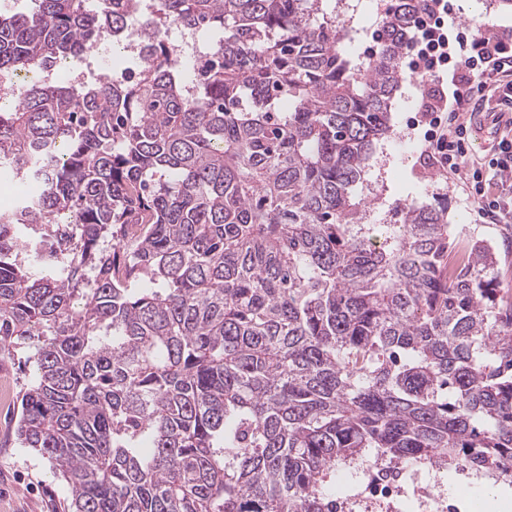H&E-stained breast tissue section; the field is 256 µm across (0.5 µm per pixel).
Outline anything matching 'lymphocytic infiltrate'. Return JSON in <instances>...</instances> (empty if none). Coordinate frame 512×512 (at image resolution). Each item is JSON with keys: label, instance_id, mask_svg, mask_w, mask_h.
I'll use <instances>...</instances> for the list:
<instances>
[{"label": "lymphocytic infiltrate", "instance_id": "obj_1", "mask_svg": "<svg viewBox=\"0 0 512 512\" xmlns=\"http://www.w3.org/2000/svg\"><path fill=\"white\" fill-rule=\"evenodd\" d=\"M453 18L449 0H425L416 15L401 54V67L414 77L427 96L421 114L427 125L425 151L441 176H461L478 201V212L493 224L512 223V138L501 139L500 152L487 169L468 167V142L473 133L472 101L495 92L504 106H512V31L489 28L468 36L458 34L456 47L448 45ZM456 53L465 76L448 78V55ZM454 91H447V84Z\"/></svg>", "mask_w": 512, "mask_h": 512}]
</instances>
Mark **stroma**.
<instances>
[{"label":"stroma","instance_id":"obj_1","mask_svg":"<svg viewBox=\"0 0 512 512\" xmlns=\"http://www.w3.org/2000/svg\"><path fill=\"white\" fill-rule=\"evenodd\" d=\"M454 11L457 22L475 31L496 25L512 27V11L504 10L500 0H473L471 10L458 4ZM420 106L411 83L402 81L392 101V132L378 148L386 164L373 171L382 189L385 217L388 223H399L402 206L412 202L447 206L450 224L466 229L469 236L490 239L496 246L501 260L499 287L502 294L512 295V224L486 223L478 214L476 199L459 178H436L434 162L423 147L424 126H406ZM28 355L23 344L0 348V512H67L70 499L65 482L53 476L45 459L22 448L14 433L20 399L33 376ZM406 478L437 482L440 493L454 502L477 501V512H512V487L458 473L447 476L424 467L407 469Z\"/></svg>","mask_w":512,"mask_h":512}]
</instances>
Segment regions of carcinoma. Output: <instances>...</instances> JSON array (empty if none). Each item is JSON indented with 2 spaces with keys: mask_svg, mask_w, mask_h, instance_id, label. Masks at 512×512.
Here are the masks:
<instances>
[{
  "mask_svg": "<svg viewBox=\"0 0 512 512\" xmlns=\"http://www.w3.org/2000/svg\"><path fill=\"white\" fill-rule=\"evenodd\" d=\"M0 12V77L138 19L135 76L0 106V343L32 340L15 433L72 512H336V473L468 467L512 485V298L447 209L383 224L367 181L402 75L326 0H37ZM175 26L221 37L184 78ZM29 188H33L29 183H18L9 175L0 176V213L14 209L17 199Z\"/></svg>",
  "mask_w": 512,
  "mask_h": 512,
  "instance_id": "carcinoma-1",
  "label": "carcinoma"
}]
</instances>
